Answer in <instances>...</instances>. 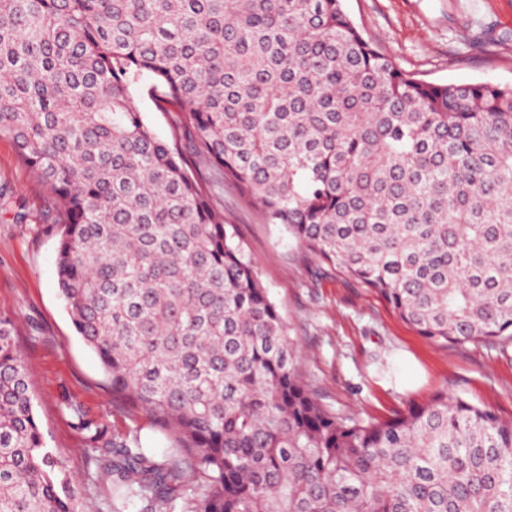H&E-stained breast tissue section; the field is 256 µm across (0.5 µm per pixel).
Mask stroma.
<instances>
[{"label":"stroma","instance_id":"obj_1","mask_svg":"<svg viewBox=\"0 0 512 512\" xmlns=\"http://www.w3.org/2000/svg\"><path fill=\"white\" fill-rule=\"evenodd\" d=\"M345 9L366 39L419 79L512 83V0H345ZM0 194L8 201L0 207V314L18 327L35 413L47 447L65 461L79 512H107L112 478L74 429L70 405L156 463L168 461L171 444L144 412L113 401L99 359L76 335L57 288L54 200L5 136ZM214 203L236 225L322 403L383 419L445 390L512 418V343L436 344L375 293L317 267L232 187Z\"/></svg>","mask_w":512,"mask_h":512}]
</instances>
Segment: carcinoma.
I'll use <instances>...</instances> for the list:
<instances>
[{"label": "carcinoma", "instance_id": "obj_1", "mask_svg": "<svg viewBox=\"0 0 512 512\" xmlns=\"http://www.w3.org/2000/svg\"><path fill=\"white\" fill-rule=\"evenodd\" d=\"M211 178L442 345L512 341V84L419 80L344 0H0V135L50 190L60 295L114 401L174 445L112 442V501L183 512H512V419L439 391L382 420L310 389ZM0 317V512H74ZM97 448L102 422L70 406ZM148 83L147 77H143L140 81L136 96L137 106L157 137L170 141L176 131V125L180 122L181 114L174 112L173 108L167 104L159 105L152 100L146 93Z\"/></svg>", "mask_w": 512, "mask_h": 512}]
</instances>
